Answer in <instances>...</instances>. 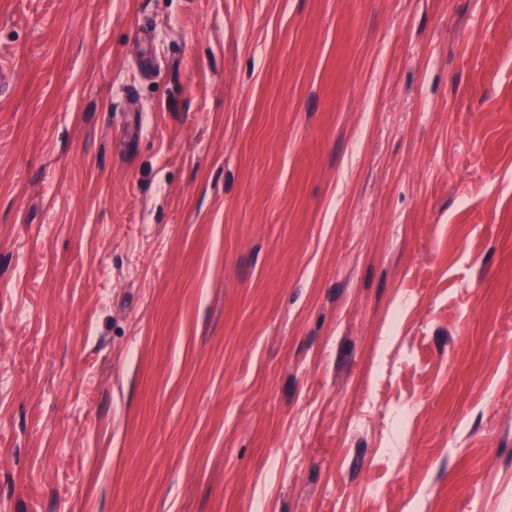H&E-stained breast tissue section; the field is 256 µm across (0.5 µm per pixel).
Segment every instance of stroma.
<instances>
[{
  "label": "stroma",
  "mask_w": 512,
  "mask_h": 512,
  "mask_svg": "<svg viewBox=\"0 0 512 512\" xmlns=\"http://www.w3.org/2000/svg\"><path fill=\"white\" fill-rule=\"evenodd\" d=\"M1 56L0 512L512 503V0H0Z\"/></svg>",
  "instance_id": "obj_1"
}]
</instances>
